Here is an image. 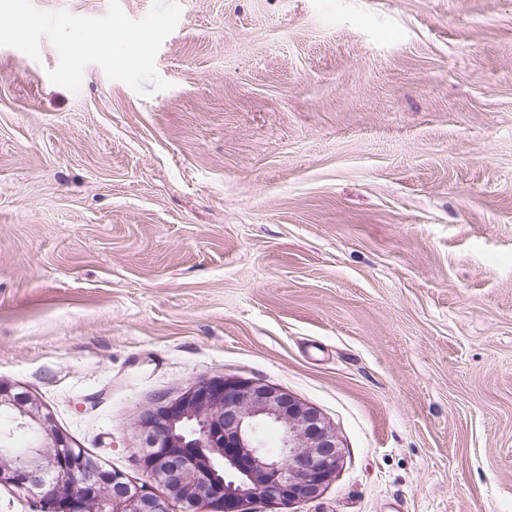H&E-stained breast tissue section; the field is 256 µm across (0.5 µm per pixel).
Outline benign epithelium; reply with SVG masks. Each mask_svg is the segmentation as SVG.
<instances>
[{"instance_id":"benign-epithelium-1","label":"benign epithelium","mask_w":512,"mask_h":512,"mask_svg":"<svg viewBox=\"0 0 512 512\" xmlns=\"http://www.w3.org/2000/svg\"><path fill=\"white\" fill-rule=\"evenodd\" d=\"M0 485L35 498L39 512H251L258 498L291 504L319 495L335 478L342 448L315 407L259 380L213 378L143 410L140 465L155 493L107 470L72 445L35 397L0 382ZM274 424L275 446L263 436ZM21 431L27 444L13 446Z\"/></svg>"}]
</instances>
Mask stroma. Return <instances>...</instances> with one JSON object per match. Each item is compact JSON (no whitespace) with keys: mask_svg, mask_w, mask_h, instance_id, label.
<instances>
[{"mask_svg":"<svg viewBox=\"0 0 512 512\" xmlns=\"http://www.w3.org/2000/svg\"><path fill=\"white\" fill-rule=\"evenodd\" d=\"M20 16L0 380L142 481L143 409L259 379L343 461L252 512H512V0H0Z\"/></svg>","mask_w":512,"mask_h":512,"instance_id":"35a3bbf8","label":"stroma"}]
</instances>
